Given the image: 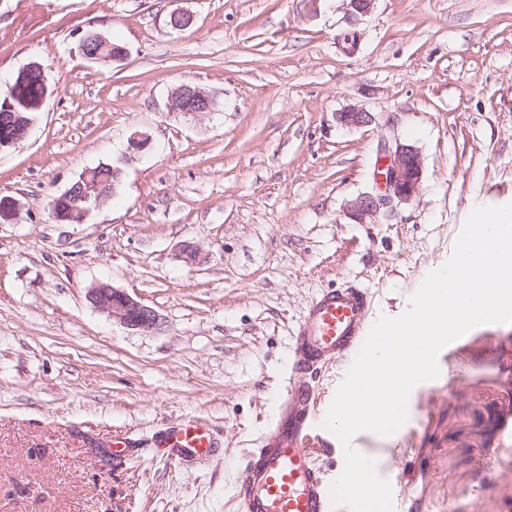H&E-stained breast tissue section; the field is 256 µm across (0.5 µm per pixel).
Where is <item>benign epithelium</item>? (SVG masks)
<instances>
[{"mask_svg": "<svg viewBox=\"0 0 512 512\" xmlns=\"http://www.w3.org/2000/svg\"><path fill=\"white\" fill-rule=\"evenodd\" d=\"M82 54L88 60L99 64H113L127 59V49L109 42L102 34L89 31L80 42ZM40 73V90L37 109H42L49 93V87L40 64L33 62L21 69ZM19 85L11 84L0 106V149L18 144L29 132L32 120L16 110L14 101ZM216 101L203 88L183 84L176 88L169 99L168 111L199 115L215 111ZM337 120L348 127H357L372 122L370 113L359 107H350L337 113ZM374 180L376 190L365 193L346 205V211L362 223L375 222L385 205L395 207L409 202L419 194L422 185L423 159L418 149L397 139L383 141L377 149ZM112 195L101 190L100 183L92 178L87 169L81 174L80 182L63 191L55 199L53 217L59 222L82 223L92 213L105 206ZM19 204L16 200H0V223L16 220ZM88 300L100 313L125 328L141 333H155L162 329L160 315L151 307L131 296L121 288L100 282L88 291Z\"/></svg>", "mask_w": 512, "mask_h": 512, "instance_id": "1", "label": "benign epithelium"}]
</instances>
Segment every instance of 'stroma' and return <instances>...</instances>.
<instances>
[{
	"label": "stroma",
	"mask_w": 512,
	"mask_h": 512,
	"mask_svg": "<svg viewBox=\"0 0 512 512\" xmlns=\"http://www.w3.org/2000/svg\"><path fill=\"white\" fill-rule=\"evenodd\" d=\"M89 29L128 59L88 62ZM34 61L52 95L0 150V197L19 204L0 224V512H238L311 299L357 283L373 316H399L470 212L512 203V0H375L354 22L346 0H0V92ZM183 84L215 111L169 112ZM353 106L372 123L337 122ZM137 133L151 144L128 152ZM394 137L421 153V190L358 223L345 205ZM112 163V201L57 222L52 199ZM100 282L163 331L97 311ZM438 364L399 430L353 441L380 449L405 512H512V324L476 326ZM192 417L214 454L168 460L161 436ZM116 439L126 452L104 455ZM88 300L100 313L129 330L155 333L162 329V318L153 308L109 283L100 282L90 288Z\"/></svg>",
	"instance_id": "1"
}]
</instances>
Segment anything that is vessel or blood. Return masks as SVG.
<instances>
[{"label":"vessel or blood","mask_w":512,"mask_h":512,"mask_svg":"<svg viewBox=\"0 0 512 512\" xmlns=\"http://www.w3.org/2000/svg\"><path fill=\"white\" fill-rule=\"evenodd\" d=\"M371 307L369 292L355 284L311 299L293 337L289 386L276 422L238 473L241 512H333L332 480L312 451L325 418L312 380L322 367L356 357L372 327ZM163 443L173 461L206 457L215 446L210 426L199 418L168 429Z\"/></svg>","instance_id":"1"}]
</instances>
